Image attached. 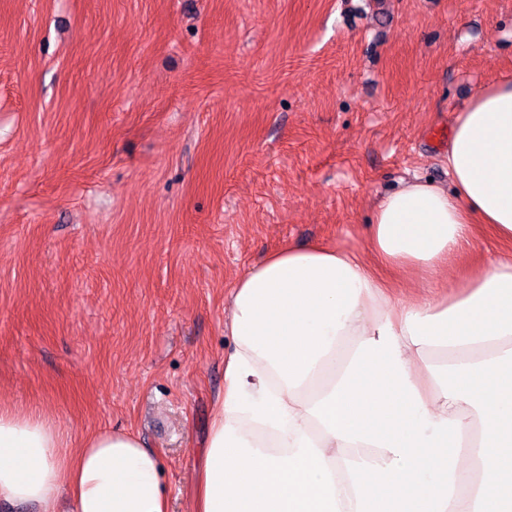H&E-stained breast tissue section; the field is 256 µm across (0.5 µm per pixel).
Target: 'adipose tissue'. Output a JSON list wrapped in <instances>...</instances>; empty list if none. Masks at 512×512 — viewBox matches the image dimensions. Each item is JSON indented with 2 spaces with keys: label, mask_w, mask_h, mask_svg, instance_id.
<instances>
[{
  "label": "adipose tissue",
  "mask_w": 512,
  "mask_h": 512,
  "mask_svg": "<svg viewBox=\"0 0 512 512\" xmlns=\"http://www.w3.org/2000/svg\"><path fill=\"white\" fill-rule=\"evenodd\" d=\"M452 188L414 179L377 204L383 273L340 247H284L231 292L224 393L193 512H512V260L453 298L398 301L476 226L512 246V78L480 89L448 140ZM169 512L157 453L130 432L70 441L0 402V498L56 512Z\"/></svg>",
  "instance_id": "adipose-tissue-1"
}]
</instances>
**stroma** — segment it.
I'll list each match as a JSON object with an SVG mask.
<instances>
[{"instance_id":"1","label":"stroma","mask_w":512,"mask_h":512,"mask_svg":"<svg viewBox=\"0 0 512 512\" xmlns=\"http://www.w3.org/2000/svg\"><path fill=\"white\" fill-rule=\"evenodd\" d=\"M509 74L512 0H0V401L134 433L192 512L235 282L366 253Z\"/></svg>"}]
</instances>
